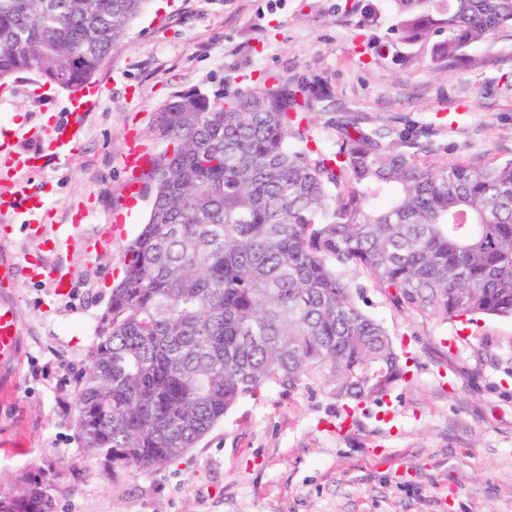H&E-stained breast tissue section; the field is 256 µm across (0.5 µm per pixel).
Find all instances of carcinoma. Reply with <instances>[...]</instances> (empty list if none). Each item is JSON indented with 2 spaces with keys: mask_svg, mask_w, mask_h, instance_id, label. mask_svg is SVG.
<instances>
[{
  "mask_svg": "<svg viewBox=\"0 0 512 512\" xmlns=\"http://www.w3.org/2000/svg\"><path fill=\"white\" fill-rule=\"evenodd\" d=\"M148 0H0V82L33 72L95 83ZM379 64L439 71L512 28V0H353ZM317 82L227 98L177 94L156 113L165 149L140 182L147 224L98 317L77 379L79 447L162 470L248 394L321 380L345 416L382 402L407 370L348 274L448 322L512 317V159H437L411 126L313 125ZM0 512H56L19 480Z\"/></svg>",
  "mask_w": 512,
  "mask_h": 512,
  "instance_id": "1",
  "label": "carcinoma"
}]
</instances>
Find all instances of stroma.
Listing matches in <instances>:
<instances>
[{
	"mask_svg": "<svg viewBox=\"0 0 512 512\" xmlns=\"http://www.w3.org/2000/svg\"><path fill=\"white\" fill-rule=\"evenodd\" d=\"M345 0H149L100 72L99 97L72 95L33 73L0 85V131L42 149L58 120L82 137L70 159L14 169L0 154V187L43 198L38 223L0 220V261L46 260L73 284L67 296L26 276L0 284L17 309L21 346L0 365V496L16 479L46 480L57 512H512V318L440 323L392 304L364 277L363 309L409 357L408 380L383 403L341 407L321 382L244 399L181 460L162 471L86 456L72 420L76 380L98 316L123 274L150 198L125 199L130 137L163 150L151 126L173 95L228 96L265 79L325 88L318 126L420 125L435 157L475 165L512 158V31L474 45L434 72L373 65ZM83 211L78 230L71 217ZM122 232L88 249L114 223Z\"/></svg>",
	"mask_w": 512,
	"mask_h": 512,
	"instance_id": "35a3bbf8",
	"label": "stroma"
}]
</instances>
